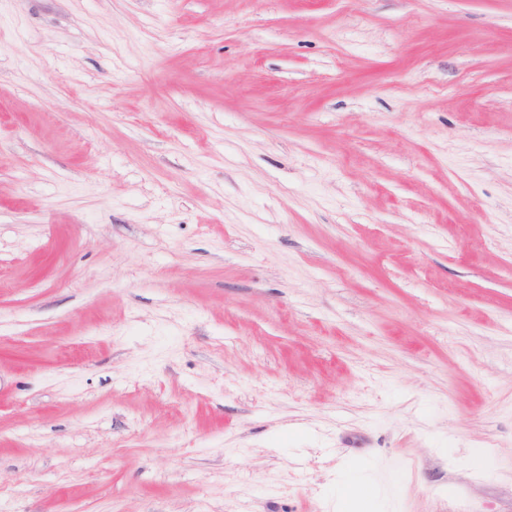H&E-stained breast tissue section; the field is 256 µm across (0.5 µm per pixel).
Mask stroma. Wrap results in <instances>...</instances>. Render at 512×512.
<instances>
[{
	"label": "stroma",
	"instance_id": "35a3bbf8",
	"mask_svg": "<svg viewBox=\"0 0 512 512\" xmlns=\"http://www.w3.org/2000/svg\"><path fill=\"white\" fill-rule=\"evenodd\" d=\"M353 473L512 512V0H0V512Z\"/></svg>",
	"mask_w": 512,
	"mask_h": 512
}]
</instances>
